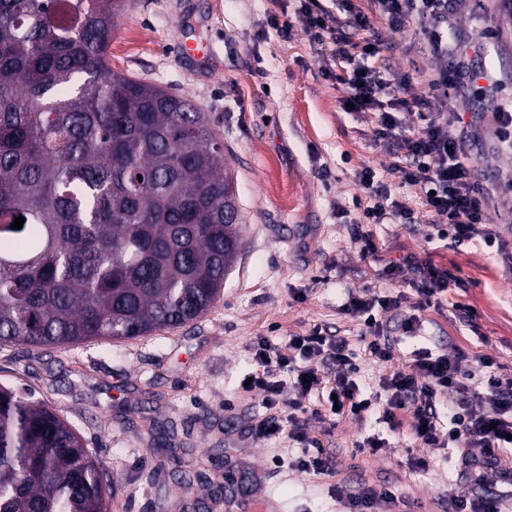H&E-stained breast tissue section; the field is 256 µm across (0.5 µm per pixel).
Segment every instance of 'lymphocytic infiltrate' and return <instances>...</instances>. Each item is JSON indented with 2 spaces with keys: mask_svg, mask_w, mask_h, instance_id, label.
Returning a JSON list of instances; mask_svg holds the SVG:
<instances>
[{
  "mask_svg": "<svg viewBox=\"0 0 512 512\" xmlns=\"http://www.w3.org/2000/svg\"><path fill=\"white\" fill-rule=\"evenodd\" d=\"M340 10L348 12L346 27L362 31L364 37L351 44L345 27H332L331 14L319 0H300L298 15L311 39L318 45H330L331 56L341 65V82L347 89V102L355 111H376L374 140L396 147L404 161L392 165V174L401 183L417 188L427 211L446 217L448 228L442 238L451 246H486L495 249L504 264L512 263V225L490 223L487 215L486 190L474 177L464 136L451 134L460 123L457 113L448 109L447 67H440L426 81L428 94L420 100L418 129L406 128L396 112L402 99H394L389 109H382L380 96L391 86H403L408 75L386 79L382 61L393 52L394 44L380 38L366 37L369 20L354 10L351 0H336ZM389 27L398 29L413 18L423 20L421 34L432 55L447 57L448 36L443 25L448 20V0H371ZM359 182L369 200L363 207L361 224L355 232L364 255L378 251L371 225L388 218L412 219L411 210L392 201L390 191L372 168H362ZM413 270L412 285L419 297L418 313L403 317L404 335L413 336L421 327L420 310L437 307L447 293L451 279L446 270L413 259L389 262L382 275L396 282L404 270ZM402 295L374 294L349 297L342 310L360 322L365 352L375 361L386 362L392 356L394 341L385 336L382 314L398 311ZM468 355L456 349L435 353L420 348L412 353L404 368L391 371L380 380V391L365 395L357 382L358 365L348 338L326 336L313 329L303 336L289 337L280 347L267 339L254 346L252 378L249 391L259 393L266 416L250 424L256 439L268 440L287 436L300 446L294 460L303 472L328 475L335 462L319 442L305 431L307 417L320 413H338L363 419L367 413L378 414L390 429L408 426L416 440L432 448L452 447L463 471L483 477L485 470L498 472L509 486L508 491L494 490L475 494L460 490L450 495L451 512H502L504 502L512 500V468H503L504 455H512V376L499 373L493 357L480 356L486 370L483 389L472 388L470 375L463 368ZM318 394L328 396L323 410L304 406L303 398ZM448 402V420L440 422L436 403Z\"/></svg>",
  "mask_w": 512,
  "mask_h": 512,
  "instance_id": "f902f5d3",
  "label": "lymphocytic infiltrate"
}]
</instances>
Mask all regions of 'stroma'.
I'll list each match as a JSON object with an SVG mask.
<instances>
[{"label": "stroma", "instance_id": "1", "mask_svg": "<svg viewBox=\"0 0 512 512\" xmlns=\"http://www.w3.org/2000/svg\"><path fill=\"white\" fill-rule=\"evenodd\" d=\"M127 4L113 27L112 68L164 87L205 113L234 178L243 249L220 296L197 319L132 340L0 345V386L26 388L59 411L99 460L112 512H225L228 482L243 497L276 498L282 512H343L345 496L360 483L389 487L399 512H448L449 494L466 484L450 450L424 446L409 430H390L372 414L361 421L313 418L306 431L334 458L336 471H300L293 465L294 442L250 435L248 426L263 408L241 380L260 336L281 346L319 327L360 348L361 327L342 313V304L394 287L404 294L405 308H413V288L389 285L380 275L383 260L412 255L448 270L447 302L421 311L416 337L390 326L396 343L389 361L361 356L365 394H375L380 377L419 348L464 350L472 383L482 386L478 356H491L512 372V273L492 251L452 249L432 236L438 216L423 211L415 188L389 174L397 156L375 143V115L344 107L347 90L329 77L335 64L304 31L298 0ZM276 19L289 21L288 35L275 30ZM369 19L372 32L398 47L388 74H409L395 95L407 102L402 122L417 127L425 74L440 62L430 56L418 19L398 30L378 14ZM191 33L209 44L207 60L182 55L180 45ZM448 38L465 46L470 59L463 70L448 65V109L463 118L475 174L492 190L488 214L495 222L512 209V195L500 187L512 174V153L495 136L498 113H512V7L506 0H448ZM479 68L495 75L492 86L472 82ZM365 167L388 184L393 200L420 217L416 224L372 225L376 259L362 254L351 229L360 215L358 174ZM456 302L474 310L473 321L455 316ZM157 429L199 461L202 475L192 486L173 475L166 448L154 440ZM371 433L387 441L375 454L356 446ZM414 457L425 458L428 470H410Z\"/></svg>", "mask_w": 512, "mask_h": 512}]
</instances>
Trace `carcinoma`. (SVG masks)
Segmentation results:
<instances>
[{"instance_id":"obj_1","label":"carcinoma","mask_w":512,"mask_h":512,"mask_svg":"<svg viewBox=\"0 0 512 512\" xmlns=\"http://www.w3.org/2000/svg\"><path fill=\"white\" fill-rule=\"evenodd\" d=\"M56 2L0 0V345L178 328L241 246L223 145L193 103L112 70L123 0H68L64 20ZM0 512H111L98 460L24 388L0 387Z\"/></svg>"}]
</instances>
